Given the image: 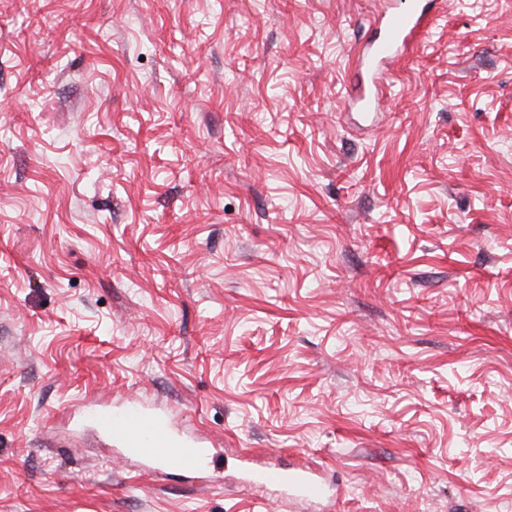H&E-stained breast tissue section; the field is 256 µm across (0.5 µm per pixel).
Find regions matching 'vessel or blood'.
<instances>
[{"instance_id": "vessel-or-blood-1", "label": "vessel or blood", "mask_w": 512, "mask_h": 512, "mask_svg": "<svg viewBox=\"0 0 512 512\" xmlns=\"http://www.w3.org/2000/svg\"><path fill=\"white\" fill-rule=\"evenodd\" d=\"M432 3L433 0H397L381 13L382 36L356 55V66L366 81L356 88L353 102L367 109L375 104L373 86L385 66L397 61L417 41L429 22ZM91 417L100 433L155 473L172 464L187 472H197L203 469L207 458L219 453L207 441L180 433L166 417L144 405L117 410L99 406L92 409ZM249 477L260 485L284 488L291 498L313 505L329 498L324 483L306 468L290 470L267 459L260 467L251 469Z\"/></svg>"}]
</instances>
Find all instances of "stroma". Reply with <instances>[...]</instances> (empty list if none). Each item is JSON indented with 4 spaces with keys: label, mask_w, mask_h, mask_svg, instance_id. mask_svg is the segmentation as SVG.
Masks as SVG:
<instances>
[{
    "label": "stroma",
    "mask_w": 512,
    "mask_h": 512,
    "mask_svg": "<svg viewBox=\"0 0 512 512\" xmlns=\"http://www.w3.org/2000/svg\"><path fill=\"white\" fill-rule=\"evenodd\" d=\"M381 9L0 0V512H512V0H437L365 114ZM132 402L212 482L111 447ZM250 479L260 485H275L288 491L293 499L306 501L312 505L329 499V493L309 468L286 469L270 459H264L260 467L249 471Z\"/></svg>",
    "instance_id": "stroma-1"
}]
</instances>
